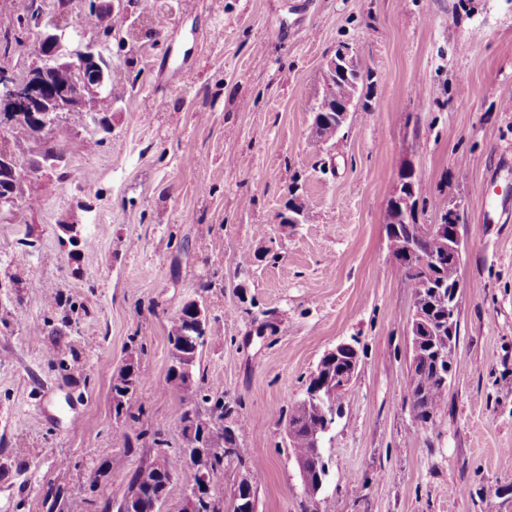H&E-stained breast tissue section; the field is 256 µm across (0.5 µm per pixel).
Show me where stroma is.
Returning a JSON list of instances; mask_svg holds the SVG:
<instances>
[{
	"label": "stroma",
	"instance_id": "35a3bbf8",
	"mask_svg": "<svg viewBox=\"0 0 512 512\" xmlns=\"http://www.w3.org/2000/svg\"><path fill=\"white\" fill-rule=\"evenodd\" d=\"M173 2L138 0L149 32L110 40L134 87L97 98L108 132L72 113L55 130L65 168L0 211V512H106L155 439L184 447L183 408L206 397L231 406L254 459L225 465L219 507L246 477L258 512H304L279 414L344 341L359 368L325 438L321 512H512V0ZM344 44L358 110L324 143L315 108ZM406 166L415 222L458 206L465 245L458 369L425 427L384 219ZM294 197L306 221L281 227ZM67 224L88 246L67 244ZM194 300L209 330L184 397L166 385L168 336ZM129 363L125 416L112 376Z\"/></svg>",
	"mask_w": 512,
	"mask_h": 512
}]
</instances>
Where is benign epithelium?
Instances as JSON below:
<instances>
[{"label":"benign epithelium","instance_id":"obj_1","mask_svg":"<svg viewBox=\"0 0 512 512\" xmlns=\"http://www.w3.org/2000/svg\"><path fill=\"white\" fill-rule=\"evenodd\" d=\"M107 46L97 40L81 41L74 50H66L55 31L54 22L41 23L37 27L36 38L33 43V52L37 58L36 65L25 74H17L13 68L0 63V112H10L15 118L26 116L52 114L56 121H61L63 115L83 110L87 116L95 121L97 112L94 107L96 97L102 92L105 75L99 69V61L104 58ZM51 69L66 70L71 74V80L64 85L52 83L47 73ZM357 58L351 48L342 46L336 50L323 73V99L320 111L315 113L312 132L319 136L321 128L326 123V110L330 109L332 101L336 100V76L346 77L358 74ZM415 172L407 167L399 174L398 182L392 196L391 211L393 215V234H398L401 224L413 223L415 211ZM460 214L457 208H450L444 213L438 224H428L425 231L436 236L444 243V251L439 255L429 256L418 247L413 237H399L389 245L391 256L395 262L403 259H415L425 272L435 268L439 259L448 260V264L462 267L464 246L459 231ZM462 296V280H457L452 286L448 297L442 302L441 321L448 322V345L455 344L459 327L458 311ZM428 334L426 314L423 311L421 297L414 299L412 317L408 323L407 335L413 344V349H419ZM346 360V366L336 376L331 377L319 365L312 372L307 390V400L319 413L331 410L336 414L341 408V397L353 382L359 367V355L355 346L349 342H341L326 353V358ZM230 449L223 447V440L214 434L202 445L197 446L185 456L186 465L194 471L203 470L209 462L224 459ZM298 470L303 479L304 493L312 503L313 512H319L318 495L320 490L313 488L303 461H296ZM239 512H257L252 483H245L238 495Z\"/></svg>","mask_w":512,"mask_h":512}]
</instances>
